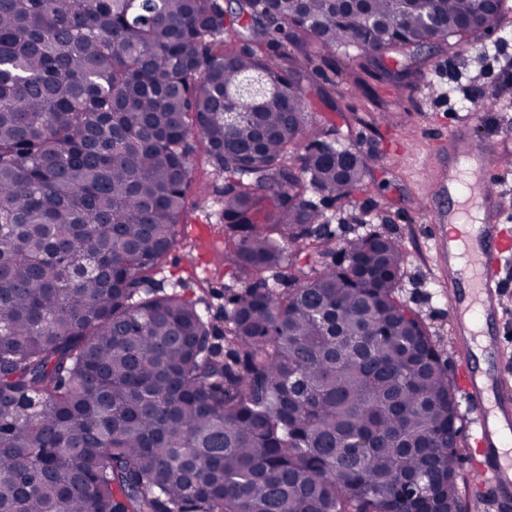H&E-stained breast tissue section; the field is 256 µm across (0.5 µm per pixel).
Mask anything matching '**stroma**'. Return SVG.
<instances>
[{"instance_id":"stroma-1","label":"stroma","mask_w":512,"mask_h":512,"mask_svg":"<svg viewBox=\"0 0 512 512\" xmlns=\"http://www.w3.org/2000/svg\"><path fill=\"white\" fill-rule=\"evenodd\" d=\"M318 83L325 99H312L315 125L356 148L370 159L360 190L351 197L322 198L321 207L337 239L375 232L398 239L404 251L400 297L421 315L449 375L458 359L448 328V304L434 270L432 244L427 237L431 215L422 189L437 162L432 149L450 134H464L505 157L502 191L503 222L512 228V10L499 29L470 36L454 46L426 49L408 87L379 82L358 61L337 58L334 67H321ZM224 238L215 233L191 237L168 256L163 275L185 279L197 289L200 279L212 278L205 294L211 319L223 327ZM458 448L463 512H512L498 503L493 488L475 481L464 439L471 423L466 402H459Z\"/></svg>"}]
</instances>
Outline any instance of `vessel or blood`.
<instances>
[{
    "label": "vessel or blood",
    "instance_id": "b4317fda",
    "mask_svg": "<svg viewBox=\"0 0 512 512\" xmlns=\"http://www.w3.org/2000/svg\"><path fill=\"white\" fill-rule=\"evenodd\" d=\"M433 196L448 199L428 238L436 271L448 292L450 332L458 351L459 386L472 413L470 458L475 478L512 498V367L504 361L505 275L512 268V236L503 234L501 174L487 154L461 137L442 150Z\"/></svg>",
    "mask_w": 512,
    "mask_h": 512
}]
</instances>
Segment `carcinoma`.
Masks as SVG:
<instances>
[{
  "label": "carcinoma",
  "instance_id": "1",
  "mask_svg": "<svg viewBox=\"0 0 512 512\" xmlns=\"http://www.w3.org/2000/svg\"><path fill=\"white\" fill-rule=\"evenodd\" d=\"M477 0H0V512H462L454 384L403 249L309 191L369 160L307 65L493 31ZM396 62L389 68L381 64ZM224 179V329L177 279L191 137ZM305 148L301 165L293 150Z\"/></svg>",
  "mask_w": 512,
  "mask_h": 512
}]
</instances>
